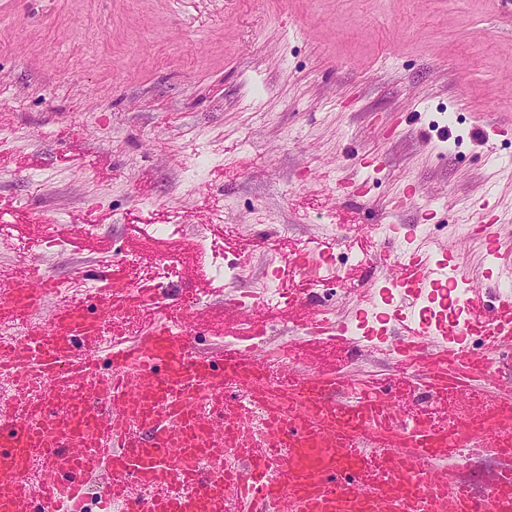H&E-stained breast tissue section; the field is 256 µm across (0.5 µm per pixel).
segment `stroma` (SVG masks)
<instances>
[{"label": "stroma", "instance_id": "1", "mask_svg": "<svg viewBox=\"0 0 512 512\" xmlns=\"http://www.w3.org/2000/svg\"><path fill=\"white\" fill-rule=\"evenodd\" d=\"M509 123L512 0H0V225L15 228L0 277L135 259L147 283L169 255L163 286L198 287L193 346L212 353L251 343L248 320L220 313L250 290L225 264L278 266L262 345L389 377L388 351L308 345L290 300L354 318L378 251L400 247L389 224L477 262L467 230L490 214L512 256ZM89 213L92 236L75 229ZM298 252L349 261L326 293Z\"/></svg>", "mask_w": 512, "mask_h": 512}]
</instances>
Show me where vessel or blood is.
Listing matches in <instances>:
<instances>
[{
  "mask_svg": "<svg viewBox=\"0 0 512 512\" xmlns=\"http://www.w3.org/2000/svg\"><path fill=\"white\" fill-rule=\"evenodd\" d=\"M399 254L380 252L373 285L398 298L394 314L356 324L310 312L306 335L353 348L354 329L395 336L394 325L440 291L469 289L455 313L432 312L395 336L400 375L361 381L289 367L271 379L252 351L194 352L184 310L166 289L134 283L118 262L87 274L86 298L47 308L63 286L30 268L0 282V512H82L87 479L99 480L125 512H512V391L483 386L512 350V283L497 274L490 297L455 250L411 247L406 225H390ZM154 306L163 315L132 344L113 350L100 373L104 332ZM47 322H40L42 310ZM482 337L479 348L469 339ZM439 415L406 406L415 389ZM261 410L263 435L252 413ZM495 455L501 467L487 495L446 464L458 449ZM247 463L224 468L225 450ZM40 462L38 480L25 471ZM151 487L149 498L131 494Z\"/></svg>",
  "mask_w": 512,
  "mask_h": 512,
  "instance_id": "vessel-or-blood-1",
  "label": "vessel or blood"
}]
</instances>
